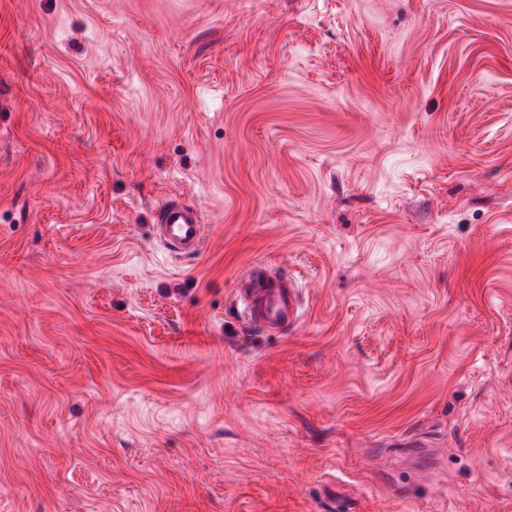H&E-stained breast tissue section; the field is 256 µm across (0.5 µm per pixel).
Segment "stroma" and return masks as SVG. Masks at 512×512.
<instances>
[{
  "label": "stroma",
  "instance_id": "obj_1",
  "mask_svg": "<svg viewBox=\"0 0 512 512\" xmlns=\"http://www.w3.org/2000/svg\"><path fill=\"white\" fill-rule=\"evenodd\" d=\"M0 512H512V0H0ZM160 238L177 252H196L204 238L203 221L197 208L179 199L162 204L155 214ZM262 267H254L238 280L235 299L242 304L249 325L263 332L292 334L300 325L298 292L291 277L265 281Z\"/></svg>",
  "mask_w": 512,
  "mask_h": 512
}]
</instances>
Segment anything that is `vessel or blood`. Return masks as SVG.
<instances>
[{
    "label": "vessel or blood",
    "mask_w": 512,
    "mask_h": 512,
    "mask_svg": "<svg viewBox=\"0 0 512 512\" xmlns=\"http://www.w3.org/2000/svg\"><path fill=\"white\" fill-rule=\"evenodd\" d=\"M160 238L178 252L197 251L203 241V221L197 208L178 199L162 204L155 214ZM235 298L242 304L246 320L255 329L291 334L300 324L298 292L292 278L265 281L260 268L241 277Z\"/></svg>",
    "instance_id": "b4317fda"
}]
</instances>
